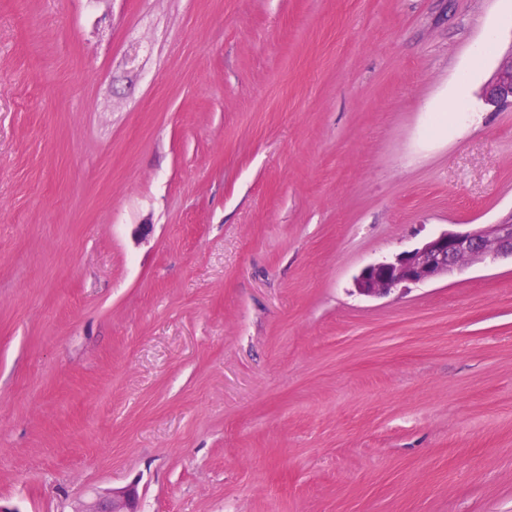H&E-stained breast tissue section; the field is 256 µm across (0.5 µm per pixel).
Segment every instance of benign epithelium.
Wrapping results in <instances>:
<instances>
[{
	"instance_id": "1",
	"label": "benign epithelium",
	"mask_w": 512,
	"mask_h": 512,
	"mask_svg": "<svg viewBox=\"0 0 512 512\" xmlns=\"http://www.w3.org/2000/svg\"><path fill=\"white\" fill-rule=\"evenodd\" d=\"M486 104L512 108V50L504 56L486 86ZM512 259V214L496 224L446 229L392 260L365 266L355 278L359 294L384 296L398 286L431 282L486 260ZM136 488L114 489L105 497L82 503L73 512H139Z\"/></svg>"
}]
</instances>
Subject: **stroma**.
<instances>
[{"label":"stroma","mask_w":512,"mask_h":512,"mask_svg":"<svg viewBox=\"0 0 512 512\" xmlns=\"http://www.w3.org/2000/svg\"><path fill=\"white\" fill-rule=\"evenodd\" d=\"M511 49L512 0H0V503L512 512V261L353 286L512 215ZM485 102L495 108H512V49L490 77ZM138 495L134 486L112 489L105 497L82 503L72 512H140L137 507Z\"/></svg>","instance_id":"obj_1"}]
</instances>
